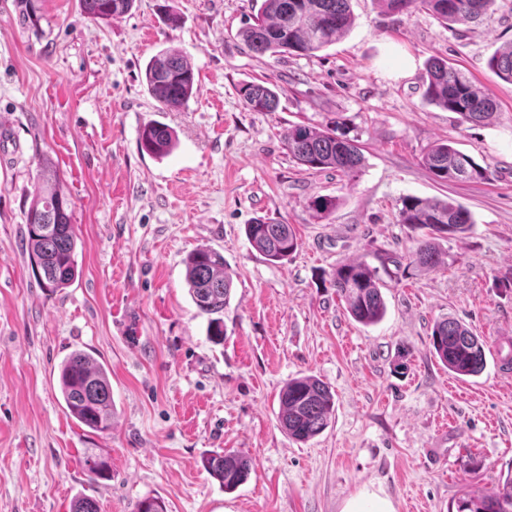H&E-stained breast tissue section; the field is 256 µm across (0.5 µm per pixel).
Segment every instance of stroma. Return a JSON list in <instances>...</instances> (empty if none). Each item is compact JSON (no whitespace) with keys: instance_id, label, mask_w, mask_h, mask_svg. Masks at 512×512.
<instances>
[{"instance_id":"obj_1","label":"stroma","mask_w":512,"mask_h":512,"mask_svg":"<svg viewBox=\"0 0 512 512\" xmlns=\"http://www.w3.org/2000/svg\"><path fill=\"white\" fill-rule=\"evenodd\" d=\"M0 0V512H341L364 491L396 512H453L465 491L496 492L512 476V84L488 58L512 41V0L491 17L444 24L351 0L354 23L310 56L259 54L239 38L259 0H136L110 23L79 0ZM176 15L170 25L168 15ZM174 49L194 66L196 95L168 111L147 92L152 56ZM465 69L498 105L488 125L463 124L424 99L426 64ZM277 85L271 112L249 110L246 81ZM172 128L173 152L141 151L148 122ZM342 126L364 162L353 176L309 170L289 153L288 127ZM453 146L489 181L438 183L422 164ZM56 167L78 234V274L41 288L22 245L40 159ZM337 198L317 218L307 202ZM453 199L467 234L441 239L448 267L412 264L421 231L398 221L400 200ZM293 225L299 246L272 263L245 227ZM208 247L233 276L224 341L207 336L184 261ZM376 267L386 314L365 326L330 284L336 265ZM464 322L485 341L486 366L461 378L432 352L434 323ZM83 350L109 370L112 426L72 418L61 361ZM327 383L335 411L314 439L288 438L277 419L289 379ZM247 456L248 479L225 491L203 465ZM111 479H90L89 454Z\"/></svg>"}]
</instances>
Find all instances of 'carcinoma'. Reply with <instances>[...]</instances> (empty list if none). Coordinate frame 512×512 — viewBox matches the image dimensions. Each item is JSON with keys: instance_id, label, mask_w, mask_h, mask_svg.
I'll return each instance as SVG.
<instances>
[{"instance_id": "obj_1", "label": "carcinoma", "mask_w": 512, "mask_h": 512, "mask_svg": "<svg viewBox=\"0 0 512 512\" xmlns=\"http://www.w3.org/2000/svg\"><path fill=\"white\" fill-rule=\"evenodd\" d=\"M391 14L426 11L445 24L473 22L493 10L496 0H377ZM135 0H79L82 11L96 21L109 22L129 13ZM350 0H263L254 23L240 36L259 54L309 55L340 39L352 26ZM488 66L498 77L512 83V43L497 49ZM148 93L167 110L183 107L196 93L193 66L182 53L163 50L153 56L145 69ZM245 105L255 112L275 109V87L246 82L239 88ZM425 100L459 115L468 123H489L496 117V103L490 93L446 59L428 62ZM288 151L309 170L334 168L351 176L363 154L356 137L348 131L295 125L284 134ZM175 133L158 121L146 123L139 136L141 149L155 157L167 155L174 146ZM424 165L441 182H484L490 167L481 165L451 143H438L425 154ZM42 184L26 216L25 248L38 268L40 285L50 291L68 286L76 277L77 234L72 224L70 201L61 189L48 160L40 163ZM337 206L331 196H317L308 208L318 216L330 215ZM399 223L424 229L411 253L412 262L431 270L445 264L437 239L463 235L473 219L462 204L448 200L407 196L401 200ZM252 247L273 263L288 259L298 248V238L289 224H271L258 219L246 225ZM189 296L199 314L207 317L208 334L215 343L224 341V307L229 304L232 277L224 256L211 248H199L185 260ZM330 284L357 322H380L386 305L377 283L376 270L363 261L343 263L330 274ZM434 354L448 371L459 376H476L485 367L484 341L454 318L434 323ZM59 387L69 414L94 432H103L112 420V387L106 369L82 351H74L62 363ZM279 423L289 438L305 443L322 433L334 412V396L328 385L314 376L295 377L279 395ZM205 468L231 491L244 483L251 471L250 459L228 451L204 460ZM84 468L96 480L110 474L108 461L88 456ZM456 512H512V478L498 491L486 495L468 491L454 503Z\"/></svg>"}]
</instances>
